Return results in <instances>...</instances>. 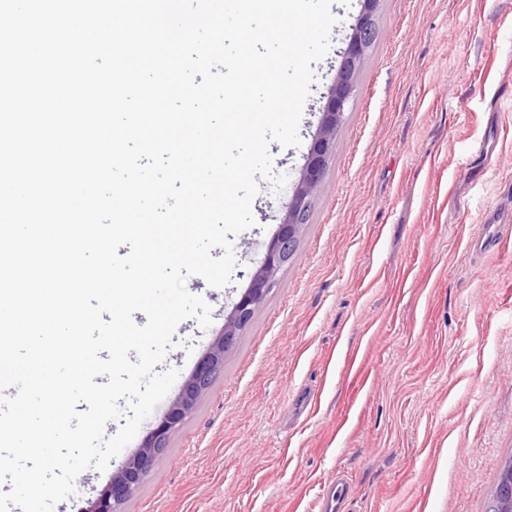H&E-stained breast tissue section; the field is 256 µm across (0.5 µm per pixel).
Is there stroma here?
<instances>
[{"label":"stroma","instance_id":"stroma-1","mask_svg":"<svg viewBox=\"0 0 512 512\" xmlns=\"http://www.w3.org/2000/svg\"><path fill=\"white\" fill-rule=\"evenodd\" d=\"M360 10L333 4L330 50L298 126L271 143L296 180ZM255 226L232 236V282L186 287L211 308L183 320L161 364L187 377L224 327L291 197L260 181ZM512 0H381L376 40L295 251L121 512H485L512 458ZM151 419L75 480L83 512Z\"/></svg>","mask_w":512,"mask_h":512}]
</instances>
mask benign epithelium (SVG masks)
<instances>
[{"instance_id":"obj_1","label":"benign epithelium","mask_w":512,"mask_h":512,"mask_svg":"<svg viewBox=\"0 0 512 512\" xmlns=\"http://www.w3.org/2000/svg\"><path fill=\"white\" fill-rule=\"evenodd\" d=\"M360 2L361 9L351 27L346 46L339 51L340 63L306 163L292 184L288 209L260 264L248 274L247 290L234 303L224 319V329L184 380L168 410L147 433L139 450L112 474L109 484L82 512H120L121 506L136 494L146 473L195 411L200 396L209 388L215 374L224 368V357L235 346L241 329L251 321L256 308L275 285L278 272L290 258L306 224L312 200L321 188L326 167L336 147V133L346 113L351 111L357 76L372 46L380 0ZM500 476L502 479L488 502L487 512H512V458L503 463Z\"/></svg>"}]
</instances>
